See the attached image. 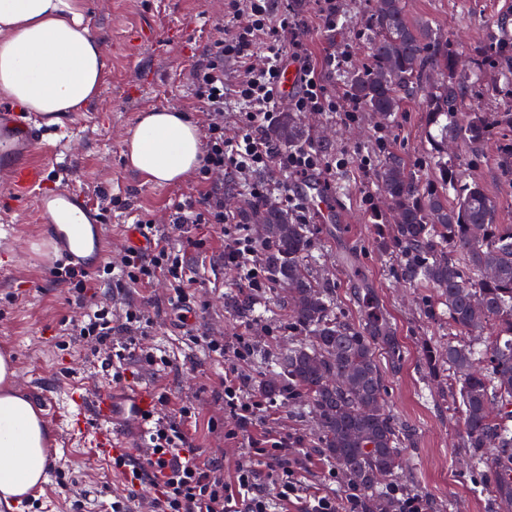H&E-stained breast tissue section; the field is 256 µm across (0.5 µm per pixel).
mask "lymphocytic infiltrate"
I'll return each instance as SVG.
<instances>
[{"instance_id": "obj_1", "label": "lymphocytic infiltrate", "mask_w": 512, "mask_h": 512, "mask_svg": "<svg viewBox=\"0 0 512 512\" xmlns=\"http://www.w3.org/2000/svg\"><path fill=\"white\" fill-rule=\"evenodd\" d=\"M352 54L312 55L304 39V24L289 9H278L276 0H224V15L218 35L202 50L190 76L194 95L208 115L204 129L205 150L198 169L201 187L198 196L186 197L172 205L177 224H215L224 233V262L233 266L242 287L261 291L269 281L259 260L261 244L252 237L239 215L224 207V193L212 177L217 173L234 174L246 188L251 201L267 202L277 195L278 204L297 221H304L306 204L292 192L289 178L313 171L326 174L345 167V159L326 154L310 145L292 148L272 145L266 130L275 123L281 106L295 112L340 113L343 120L357 117L358 104L328 89L323 70L346 69ZM240 64L242 73L233 86L224 83V64ZM295 65L297 88L281 96L279 85L284 63ZM234 99L237 108V133L224 134V103ZM276 170L287 181L278 191H270L258 173ZM164 274L174 293V305L183 304L194 283L188 279L185 258L160 239H150L148 247L126 249L119 264L103 261L91 272L76 271L69 264L53 268L57 281L69 285L84 314L73 327L91 356L100 362L103 372L113 381L124 378L114 369L115 361L124 360L123 349L115 345L116 333L140 327L144 314L137 306H128L123 317L114 318L110 306L96 300L95 290L112 286L117 290L142 287L157 274ZM247 378L237 369L224 376V407L235 418L228 438L249 436L250 448L238 465L237 492L245 512H270V499L257 484L259 467L275 472L277 497L288 500L298 492L294 471L288 463V440L271 432L253 437L261 413L271 408L267 397L245 394ZM143 437L145 462L127 475L131 485L127 494L115 497L110 512H130L135 489L145 483L159 486L158 495L149 503L150 512H227L232 494L217 476L214 461L201 460L181 425L168 416L151 418Z\"/></svg>"}]
</instances>
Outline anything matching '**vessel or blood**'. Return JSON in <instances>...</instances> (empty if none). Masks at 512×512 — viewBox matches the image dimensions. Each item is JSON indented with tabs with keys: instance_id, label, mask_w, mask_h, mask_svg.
<instances>
[{
	"instance_id": "b4317fda",
	"label": "vessel or blood",
	"mask_w": 512,
	"mask_h": 512,
	"mask_svg": "<svg viewBox=\"0 0 512 512\" xmlns=\"http://www.w3.org/2000/svg\"><path fill=\"white\" fill-rule=\"evenodd\" d=\"M48 124L47 116L0 106V188L11 191L18 206L35 202L41 217H48L50 210L57 207L94 226L97 233L92 248L80 247L68 252L76 269L89 271L93 268L92 258L104 254L102 217L97 214L93 200L81 190L61 185L52 193L44 192V169L35 154ZM296 189L314 207L319 222L343 221V206L327 193L322 181L304 180L297 183ZM70 399V418L75 422L78 436L87 440L91 452L104 457L120 454L123 415L118 412L111 391L101 389L92 395L86 387L75 386L70 390Z\"/></svg>"
}]
</instances>
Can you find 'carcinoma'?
Listing matches in <instances>:
<instances>
[{
    "instance_id": "1",
    "label": "carcinoma",
    "mask_w": 512,
    "mask_h": 512,
    "mask_svg": "<svg viewBox=\"0 0 512 512\" xmlns=\"http://www.w3.org/2000/svg\"><path fill=\"white\" fill-rule=\"evenodd\" d=\"M367 26L369 62L348 81L347 93L385 118L400 111L404 99H419L435 171L426 182L392 154L376 173L397 215L390 237L399 247L401 277L432 289L425 315L448 316L460 336L448 341L442 360L428 350V363L432 370L446 363L457 377L453 396L463 413V445L473 449V463L490 468L493 500L512 512V225L496 223V200L481 182L461 181L455 158L445 152L448 141L460 140L477 155L490 139L486 116L467 107L480 69H459L456 49L432 27L412 24L404 0H376ZM302 136L296 112L281 113L267 133L284 147ZM255 211L267 225V272L288 289L297 333L264 391L288 392L311 415L319 447L357 490L362 512H377L394 503L385 492L402 466L403 447L376 363L383 323L375 313L366 327L340 319L335 288L310 272L306 225L271 205Z\"/></svg>"
}]
</instances>
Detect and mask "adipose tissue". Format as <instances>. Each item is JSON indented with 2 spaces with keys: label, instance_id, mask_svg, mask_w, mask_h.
I'll return each mask as SVG.
<instances>
[{
  "label": "adipose tissue",
  "instance_id": "ef3b65f1",
  "mask_svg": "<svg viewBox=\"0 0 512 512\" xmlns=\"http://www.w3.org/2000/svg\"><path fill=\"white\" fill-rule=\"evenodd\" d=\"M100 46L83 23V0H0V92L29 111L54 116L77 109L98 91ZM198 126L175 109L142 113L124 154L148 182L182 180L202 156ZM12 356L0 354V505L21 503L43 482L48 427L15 387Z\"/></svg>",
  "mask_w": 512,
  "mask_h": 512
}]
</instances>
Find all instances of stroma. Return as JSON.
I'll return each mask as SVG.
<instances>
[{
    "mask_svg": "<svg viewBox=\"0 0 512 512\" xmlns=\"http://www.w3.org/2000/svg\"><path fill=\"white\" fill-rule=\"evenodd\" d=\"M405 2L409 19L437 29L454 44L464 65H471L475 50L486 53L480 65L482 85L474 89L472 101L492 121V138L478 163L463 143L449 144L448 152L455 157L463 181H480L496 199L497 223L512 225V177H504L499 169L502 151L512 148V125L499 120L504 103H512V83L507 80L512 67V0ZM288 3L307 25L305 39L313 56L352 49L349 70L323 75L330 89L345 92L351 71L368 60L372 34L364 19L375 0H338L341 19L333 31L319 25L313 0ZM223 12L224 0H85V23L101 46L103 82L91 101L59 121L60 127L73 130L67 146L72 162L62 164L48 135L36 158L46 171L45 191L64 183L91 193L102 188L127 199L128 208L112 206L105 214V230L112 239L107 259L119 262L130 244L128 227L137 218L151 222L159 236L184 253L190 274L198 281L189 295L187 318L173 309V292L161 276L137 292L99 291V302L111 306L113 314H122L130 304L142 308L145 323L133 332L136 344L169 362L155 372L129 361L127 381L113 389L119 396L142 390L167 395L165 411L171 416L189 408L191 416L185 421L189 440L202 458L221 461L219 474L231 485L248 441L226 436L234 418L224 410V372L238 367L248 379V391L262 393L276 357L293 335L288 297L280 285H271L253 297L261 319L242 315L233 304L241 293L238 275L224 263L219 228L170 221L172 202L196 195L195 176L172 184L149 183L124 157V137L141 113L175 108L195 124L204 123L188 72ZM491 84L497 97L484 92ZM301 118L307 143L352 159L329 177L343 203L346 223L321 224L314 212L306 214L312 254L317 258L312 270L333 283L336 311L343 320L364 324L371 307L384 319L386 339L378 346V361L385 398L396 425L407 433L393 487L400 497L423 498L428 512H495L490 473L472 467L470 449L459 445L463 419L448 392V372L433 373L427 367V348L444 352L452 332L446 320L426 318L422 303L429 289L402 280L393 244L381 243L377 231V216L387 206L373 169L385 153L400 155L425 179L434 177L425 114L416 100L407 99L388 122L365 110L350 123L322 112H305ZM381 134L387 139L382 149L376 142ZM365 156L373 166L367 173L356 166ZM3 224L11 231L0 232V351L12 353L18 369L16 385L33 401L51 432L44 481L25 512H71L76 500L82 502V512H105L114 496L125 492L122 470L112 461L92 456L89 449L66 445L68 427L53 410L70 387L83 385L95 391L109 386L81 344L69 339L71 325L83 310L69 302L66 285L55 281L47 265L48 258L59 254L60 240L52 229L40 227L31 205L15 210L0 199ZM241 336L253 348L247 360L219 358L206 348V339L230 347ZM275 400L263 428L289 435L288 456L301 490L291 501H273V512H307L317 496L344 504L348 479L319 448L312 418L289 402L287 394H278ZM61 470L72 472L74 484L57 485Z\"/></svg>",
    "mask_w": 512,
    "mask_h": 512,
    "instance_id": "35a3bbf8",
    "label": "stroma"
}]
</instances>
